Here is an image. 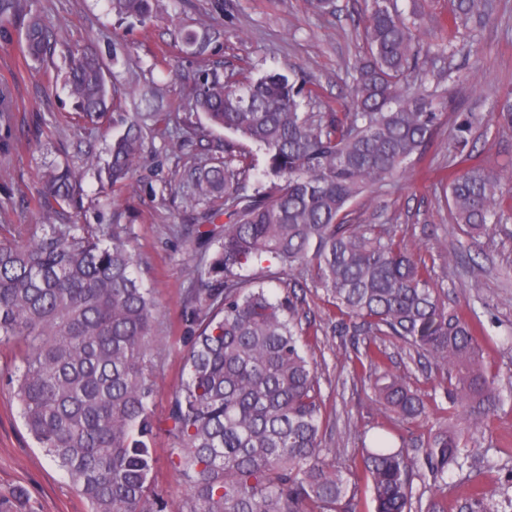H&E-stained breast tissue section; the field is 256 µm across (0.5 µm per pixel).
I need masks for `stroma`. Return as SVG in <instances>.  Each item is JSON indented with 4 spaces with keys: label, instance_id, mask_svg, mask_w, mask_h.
Returning <instances> with one entry per match:
<instances>
[{
    "label": "stroma",
    "instance_id": "35a3bbf8",
    "mask_svg": "<svg viewBox=\"0 0 512 512\" xmlns=\"http://www.w3.org/2000/svg\"><path fill=\"white\" fill-rule=\"evenodd\" d=\"M34 11L62 43L91 45L110 62L112 83L123 90L152 88L169 108L166 123L150 126L138 166L116 192L101 189L85 172L79 210L69 212L76 224H108L120 209L132 227V244L143 261L144 278L171 326H179L187 269L196 259V245L187 229L196 215L185 204L191 193L190 169L209 162L228 133L199 117L189 86L201 71L223 66L248 67L253 76L305 68L320 84L318 111L339 109L346 93L347 70L362 52L353 20L368 9L367 0H337L333 14L315 12L309 0H235L232 14L216 0H163L152 21L140 24L113 14L108 0H30ZM492 23L462 38H473L467 76L456 86L457 97L482 113L483 124L470 138L472 161L485 170L512 176V125L491 120L497 97L512 93V0H496ZM194 31L207 36L203 53L186 52L180 35ZM59 61L33 62L25 54L22 30L0 23V92L12 115L0 122V229L35 224V209L23 207L35 195L39 176L59 162L73 141L83 140L105 156L114 136L146 105L127 100L96 129H81L74 120V100L62 77ZM455 113H447L427 155L416 161L411 180L389 187L377 201L358 203L367 224H394L409 242L431 245L435 280L448 306L475 310L486 335V363L503 388H512V348L497 338L512 331V211L496 230L469 235L453 226L442 200L440 181L451 173L448 147L455 134ZM466 255L465 263H449V254ZM307 353L320 376L327 414L323 434L328 447L353 453L355 430L367 425L390 439L405 437L415 450L425 448L433 422L447 417L448 404L435 396L425 359L396 342L386 345L385 368L407 377L431 399L429 420L407 423L369 406L370 377H354L345 363L339 338L327 335L336 315L323 289L310 288L303 306ZM9 360L0 352V493L24 490L33 512H89L86 495L75 490L59 468L24 428L19 405L5 384ZM480 473L492 495V512H506L512 497V404L490 421L481 456L463 471L448 474V512H472L470 479Z\"/></svg>",
    "mask_w": 512,
    "mask_h": 512
}]
</instances>
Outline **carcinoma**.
I'll return each instance as SVG.
<instances>
[{
    "label": "carcinoma",
    "instance_id": "1",
    "mask_svg": "<svg viewBox=\"0 0 512 512\" xmlns=\"http://www.w3.org/2000/svg\"><path fill=\"white\" fill-rule=\"evenodd\" d=\"M110 2L115 15L145 25L157 0ZM410 2L405 12L397 0H371L358 17L364 51L347 73L345 112L301 111L320 100V85L302 68L258 78L215 68L195 77L197 113L262 150L268 183L250 184V163L232 140L223 157L191 174L190 206L219 202L192 229L214 252L188 267L186 378L163 416L156 399L170 337L123 213L112 210L106 225L67 222L81 183L64 160L42 171L34 198L41 223L0 237V347L11 352V393L28 433L88 496L89 512H167L154 481L160 433L189 486L173 512H356L359 471L375 512H445V477L469 464L477 434L503 407L500 381L486 366L477 319L447 307L421 248L391 224L363 223L354 205L406 178L452 109L458 170L442 188L452 223L468 234L497 226L501 177L467 165L464 154L484 117L426 85L437 67L463 69L474 41L456 33L495 8L493 0H454L451 35L426 44L431 18ZM0 22L24 26L32 59L56 53L28 0H0ZM62 54L77 123L101 126L120 105L106 65L85 48ZM491 116L512 125V99L496 101ZM145 134L134 118L107 160L80 142L73 154L116 191L133 174ZM220 214L219 227L211 220ZM302 277L332 298L334 335L372 337L356 354L360 363L384 365L374 340L384 336L447 371L448 423L430 431L422 452L404 439L397 447L370 442L365 427L345 461L344 449L323 443L325 400L302 345ZM274 281L283 293L272 298L264 284ZM371 406L407 422L428 410L421 392L387 370L372 384ZM472 499L484 512L488 491L477 477ZM24 503L22 490L0 495V512H33Z\"/></svg>",
    "mask_w": 512,
    "mask_h": 512
}]
</instances>
